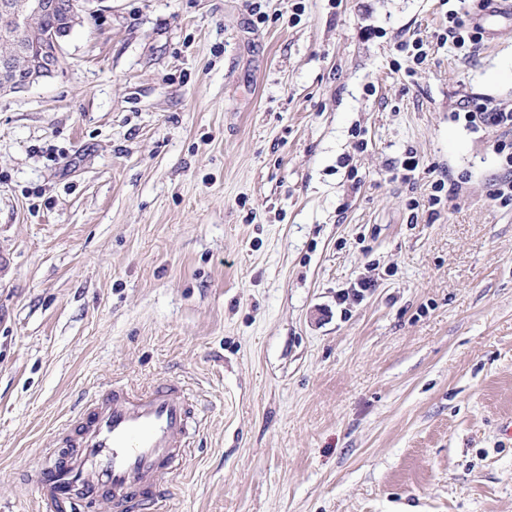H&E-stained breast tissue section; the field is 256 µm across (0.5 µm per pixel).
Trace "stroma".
Returning <instances> with one entry per match:
<instances>
[{"label": "stroma", "mask_w": 512, "mask_h": 512, "mask_svg": "<svg viewBox=\"0 0 512 512\" xmlns=\"http://www.w3.org/2000/svg\"><path fill=\"white\" fill-rule=\"evenodd\" d=\"M300 3L93 0L0 95V512L95 390L160 379L200 409L162 512H512V210L450 118L512 105V24L465 62L442 0ZM409 149L465 178L440 213ZM429 42L424 41L421 37L410 38L405 41H401L398 44V50L406 52L407 61L415 66H419L425 63L429 56Z\"/></svg>", "instance_id": "35a3bbf8"}]
</instances>
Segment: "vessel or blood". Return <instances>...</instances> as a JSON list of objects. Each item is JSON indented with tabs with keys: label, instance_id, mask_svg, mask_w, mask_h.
<instances>
[{
	"label": "vessel or blood",
	"instance_id": "obj_1",
	"mask_svg": "<svg viewBox=\"0 0 512 512\" xmlns=\"http://www.w3.org/2000/svg\"><path fill=\"white\" fill-rule=\"evenodd\" d=\"M482 3L472 22L490 38L496 21L512 20V0ZM195 416L193 401L173 382L100 391L62 425L57 450L31 474L40 512L102 501L113 512H150L188 453Z\"/></svg>",
	"mask_w": 512,
	"mask_h": 512
}]
</instances>
